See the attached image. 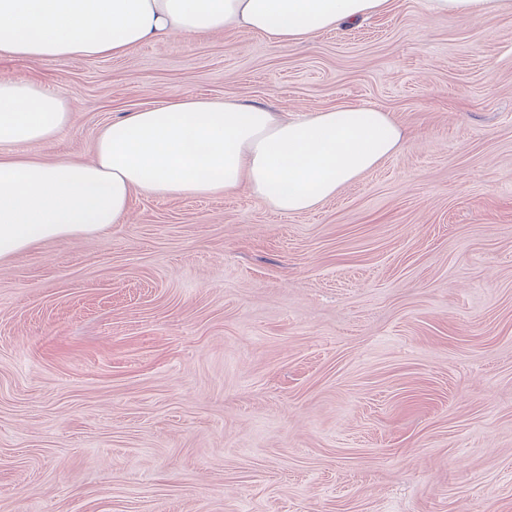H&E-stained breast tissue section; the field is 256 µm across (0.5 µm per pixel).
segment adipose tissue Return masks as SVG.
Here are the masks:
<instances>
[{"label": "adipose tissue", "mask_w": 512, "mask_h": 512, "mask_svg": "<svg viewBox=\"0 0 512 512\" xmlns=\"http://www.w3.org/2000/svg\"><path fill=\"white\" fill-rule=\"evenodd\" d=\"M393 0H0V53L96 59L187 33L245 29L298 46L390 10ZM64 94L0 78V145L43 144L69 127ZM388 112L346 105L285 116L234 100L160 101L113 120L95 158L0 154V259L41 241L125 223L133 192L157 198L240 192L296 215L335 197L394 154Z\"/></svg>", "instance_id": "adipose-tissue-1"}]
</instances>
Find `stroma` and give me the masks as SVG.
Here are the masks:
<instances>
[{
	"mask_svg": "<svg viewBox=\"0 0 512 512\" xmlns=\"http://www.w3.org/2000/svg\"><path fill=\"white\" fill-rule=\"evenodd\" d=\"M65 94L44 161L181 97L391 113L401 149L279 215L131 198L0 260V512H512V9L425 0L294 47L223 31L0 56ZM429 12L437 15H458L481 18L508 6L506 0H426Z\"/></svg>",
	"mask_w": 512,
	"mask_h": 512,
	"instance_id": "stroma-1",
	"label": "stroma"
}]
</instances>
